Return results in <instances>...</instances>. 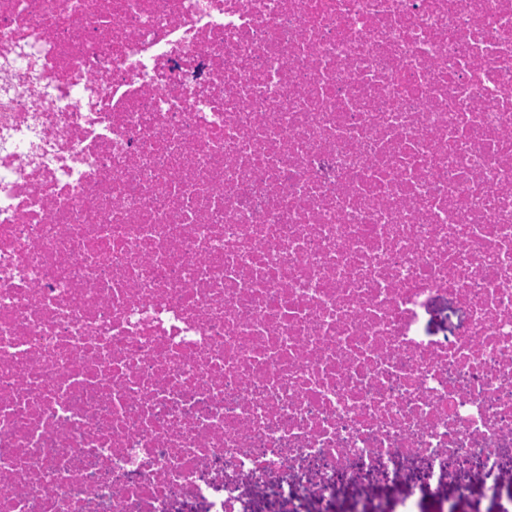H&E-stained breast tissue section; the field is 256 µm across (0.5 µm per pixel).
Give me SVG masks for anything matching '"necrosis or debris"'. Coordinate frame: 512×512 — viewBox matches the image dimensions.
Instances as JSON below:
<instances>
[{"label": "necrosis or debris", "mask_w": 512, "mask_h": 512, "mask_svg": "<svg viewBox=\"0 0 512 512\" xmlns=\"http://www.w3.org/2000/svg\"><path fill=\"white\" fill-rule=\"evenodd\" d=\"M506 457L512 0H0V512ZM464 326V314L448 298L435 299L422 311L418 331L422 336L442 339L461 331Z\"/></svg>", "instance_id": "obj_1"}]
</instances>
